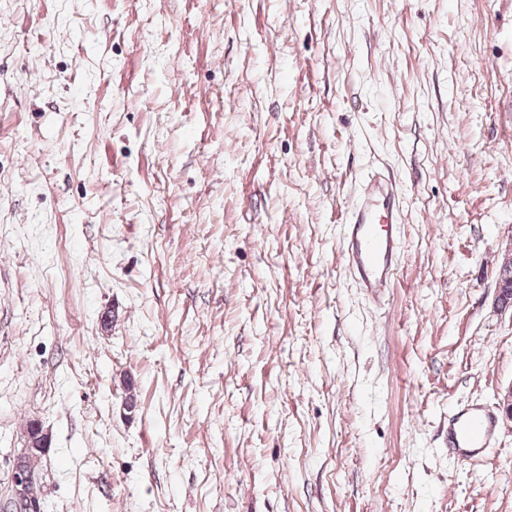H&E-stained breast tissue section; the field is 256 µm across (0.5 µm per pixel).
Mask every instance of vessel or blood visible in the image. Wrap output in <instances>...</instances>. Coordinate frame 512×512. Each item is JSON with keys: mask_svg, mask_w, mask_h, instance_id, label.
I'll return each instance as SVG.
<instances>
[{"mask_svg": "<svg viewBox=\"0 0 512 512\" xmlns=\"http://www.w3.org/2000/svg\"><path fill=\"white\" fill-rule=\"evenodd\" d=\"M344 265L356 277L360 288L372 297H381L388 287L400 255V205L396 185L381 179L369 180L347 220ZM497 432L495 418L474 408L454 415L449 427V443L460 458L476 462L481 450Z\"/></svg>", "mask_w": 512, "mask_h": 512, "instance_id": "obj_1", "label": "vessel or blood"}]
</instances>
